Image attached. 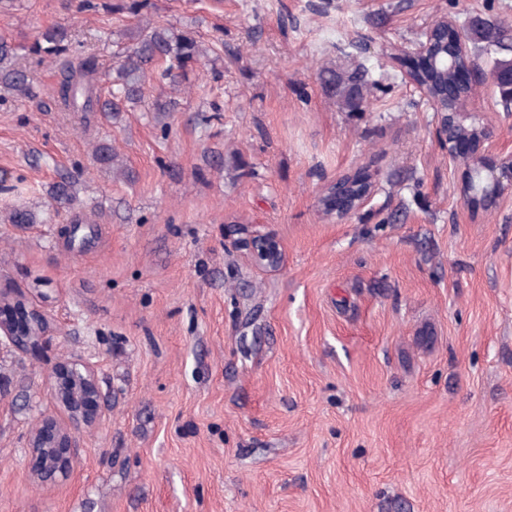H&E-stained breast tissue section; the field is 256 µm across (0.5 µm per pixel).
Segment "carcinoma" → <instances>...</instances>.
<instances>
[{
  "label": "carcinoma",
  "instance_id": "cac0c4a2",
  "mask_svg": "<svg viewBox=\"0 0 512 512\" xmlns=\"http://www.w3.org/2000/svg\"><path fill=\"white\" fill-rule=\"evenodd\" d=\"M466 38L480 45L484 55L493 57V76L512 72V58H496L494 54L512 47V21H488L474 19L465 31ZM66 34L47 30L29 47V54L43 62L50 60L61 65L62 79L57 94L60 104L69 112H82L90 119L94 112H121L126 103L143 97L145 85L155 78L168 84L177 93L182 91V80L186 68L208 56L194 37L176 34L169 29L150 23L139 24L131 32L132 46L125 59L117 67L115 75L102 70L94 55L74 62L61 59L68 50ZM18 47L0 38V83L26 98L34 97L27 73L16 65ZM415 78L428 84L433 96L441 99L452 83L453 71L433 68L425 61L411 62ZM325 84L338 92L348 108L359 111L369 106L370 101L362 93L369 85L363 70L336 73L328 71ZM96 164L106 170L118 168V153L108 144H97L93 149ZM1 223L36 224L37 216L25 208H14L0 217Z\"/></svg>",
  "mask_w": 512,
  "mask_h": 512
}]
</instances>
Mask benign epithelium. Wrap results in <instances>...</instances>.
<instances>
[{
    "label": "benign epithelium",
    "mask_w": 512,
    "mask_h": 512,
    "mask_svg": "<svg viewBox=\"0 0 512 512\" xmlns=\"http://www.w3.org/2000/svg\"><path fill=\"white\" fill-rule=\"evenodd\" d=\"M456 59L460 56L473 57L468 41L460 37L456 41L435 43L432 30L423 33L409 54L411 58L437 57ZM456 83L460 86H474L480 80V68L471 63L465 67H454ZM411 84L430 101L439 112L436 129L440 145L448 150V158L459 159L460 148L470 142L472 153L465 160L474 162L478 181L473 191L465 195L466 200L480 199L489 204H497L500 198L512 192V151L501 149L494 159L482 152L484 144H491L496 137L491 126L477 127V135L448 138V123L462 125L468 118L466 112H446L442 102L431 96L428 88L407 75ZM372 195V189L350 197L335 196L322 199L324 209L343 220L365 205ZM253 261L264 267H277L282 261V248L277 239L269 235H254L242 241ZM19 291L0 286V341L6 340L18 350L35 352L49 339V320L37 308H19ZM48 392L55 404L67 415L68 422L62 423L55 416H45L31 431L28 438L29 473L32 478L42 480L45 473L53 472V477L66 479L74 471L79 448L78 434L102 424L108 418V409L102 401V392L95 366L78 363L55 365L48 382Z\"/></svg>",
    "instance_id": "7a95c632"
}]
</instances>
